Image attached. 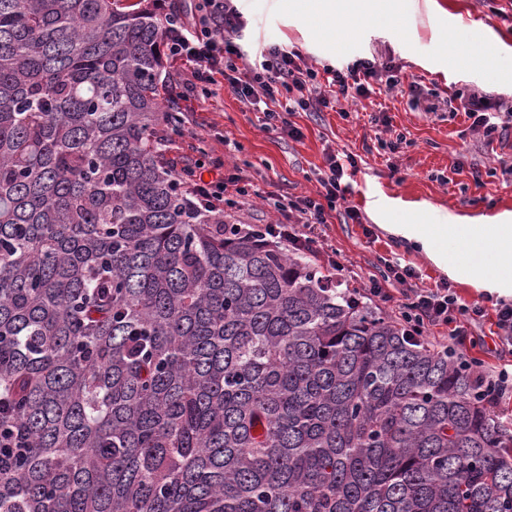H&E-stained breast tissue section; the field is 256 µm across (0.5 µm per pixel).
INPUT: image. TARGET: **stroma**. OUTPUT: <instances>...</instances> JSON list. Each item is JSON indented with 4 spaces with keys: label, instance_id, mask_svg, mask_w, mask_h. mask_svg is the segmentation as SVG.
<instances>
[{
    "label": "stroma",
    "instance_id": "35a3bbf8",
    "mask_svg": "<svg viewBox=\"0 0 512 512\" xmlns=\"http://www.w3.org/2000/svg\"><path fill=\"white\" fill-rule=\"evenodd\" d=\"M447 10L445 26L429 27L417 14L412 28L396 34L392 25L358 21L351 37L334 44L321 37L312 21L293 7L291 0H242L248 21L241 41L242 64L252 63L259 50L281 44L301 53L308 66L320 70L343 67L359 58L392 60L401 68L402 83L389 93L356 102L339 101L322 112H298L291 120L303 133L294 140L263 127V115L234 95L223 83L213 85L208 99L192 96L164 101L167 112L183 114L184 135L172 136L166 159L172 171L187 163L216 160L225 177L239 176L257 188V195L225 208L231 224H274L282 216L263 200L266 192L313 196L320 188L327 150L355 154L356 173L349 183L348 201L361 216L360 223L333 216L323 228V240L335 248L352 273L349 287L364 288L379 275L384 261L415 267L417 284L434 288L450 282L462 301L484 307L486 315L471 325L470 355L496 365L512 357V346L499 342L493 310L500 295L475 288L460 278L448 277L414 242L388 231L395 215L372 217L369 199L382 195L396 204L424 203L461 218L488 221L512 213V178L501 176L502 162L512 163V128L503 138L486 141L463 119L448 116L446 100L457 91L475 89L492 99L512 102V57L494 67L460 70L450 65L445 47L455 41L460 53L480 57L489 35L512 47V0H439ZM429 90L436 111L411 108L410 82ZM385 110L389 126L374 125L370 116ZM404 135L398 150L378 148V141ZM444 181H437V173Z\"/></svg>",
    "mask_w": 512,
    "mask_h": 512
}]
</instances>
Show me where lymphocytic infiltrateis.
I'll return each mask as SVG.
<instances>
[{
	"label": "lymphocytic infiltrate",
	"mask_w": 512,
	"mask_h": 512,
	"mask_svg": "<svg viewBox=\"0 0 512 512\" xmlns=\"http://www.w3.org/2000/svg\"><path fill=\"white\" fill-rule=\"evenodd\" d=\"M165 19L168 55L191 68L187 91L209 96L216 76H223L228 88L243 100L263 98L265 127L294 140L302 136L290 120L294 112H321L330 107L332 97L367 99L375 92L393 90L401 82L398 67L390 62L359 59L342 69L318 71L305 65L298 52L277 44L271 45L258 63L239 67V49L225 37L226 32L239 33L245 27L234 0H197L194 11L188 13L173 0ZM505 108L504 102L477 92L469 94L464 102L467 117L490 141L503 134L499 118ZM325 164L317 195L275 198L273 206L286 221L264 225L261 234L268 241L285 244L291 252L316 258L333 274L343 265L334 249L319 246V228L336 210L342 211L344 220L359 222L358 211L346 203L348 185L344 181L348 173L356 171L357 160L353 155L341 157L330 150L325 154ZM177 181L194 206L207 211H223L227 193L245 198L251 190L235 177L227 179L218 174L205 179L197 165L184 166ZM416 277L411 266L389 260L380 277L369 279L365 291L377 301L396 302L399 318L412 335H423L430 326L441 328L443 349L456 353L468 325L483 317V308L461 303L446 282L435 288L413 287ZM396 286L401 289L397 297L392 294Z\"/></svg>",
	"instance_id": "1"
}]
</instances>
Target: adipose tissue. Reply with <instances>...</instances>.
<instances>
[{
    "instance_id": "1",
    "label": "adipose tissue",
    "mask_w": 512,
    "mask_h": 512,
    "mask_svg": "<svg viewBox=\"0 0 512 512\" xmlns=\"http://www.w3.org/2000/svg\"><path fill=\"white\" fill-rule=\"evenodd\" d=\"M299 7L317 25L336 33L358 19H404L409 15L407 0H301ZM392 230L420 244L450 276L512 294V222L427 224L404 219Z\"/></svg>"
}]
</instances>
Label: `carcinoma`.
<instances>
[{
    "label": "carcinoma",
    "instance_id": "cac0c4a2",
    "mask_svg": "<svg viewBox=\"0 0 512 512\" xmlns=\"http://www.w3.org/2000/svg\"><path fill=\"white\" fill-rule=\"evenodd\" d=\"M137 5L0 0V512H512L460 359L191 209Z\"/></svg>",
    "mask_w": 512,
    "mask_h": 512
}]
</instances>
